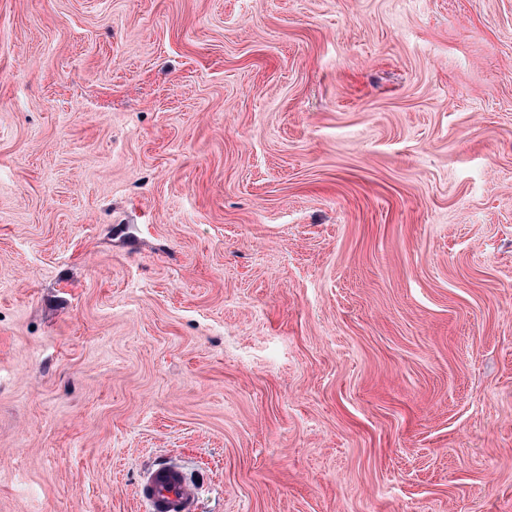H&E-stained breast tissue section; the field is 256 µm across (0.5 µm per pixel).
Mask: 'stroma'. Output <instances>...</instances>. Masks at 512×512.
<instances>
[{
	"label": "stroma",
	"instance_id": "obj_1",
	"mask_svg": "<svg viewBox=\"0 0 512 512\" xmlns=\"http://www.w3.org/2000/svg\"><path fill=\"white\" fill-rule=\"evenodd\" d=\"M512 512V0H0V512ZM200 488L176 466L160 465L142 476L139 494L151 512H189Z\"/></svg>",
	"mask_w": 512,
	"mask_h": 512
}]
</instances>
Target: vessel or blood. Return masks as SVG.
I'll return each instance as SVG.
<instances>
[{
	"mask_svg": "<svg viewBox=\"0 0 512 512\" xmlns=\"http://www.w3.org/2000/svg\"><path fill=\"white\" fill-rule=\"evenodd\" d=\"M139 494L150 512H191L199 489L178 467L160 465L143 474Z\"/></svg>",
	"mask_w": 512,
	"mask_h": 512,
	"instance_id": "vessel-or-blood-1",
	"label": "vessel or blood"
}]
</instances>
